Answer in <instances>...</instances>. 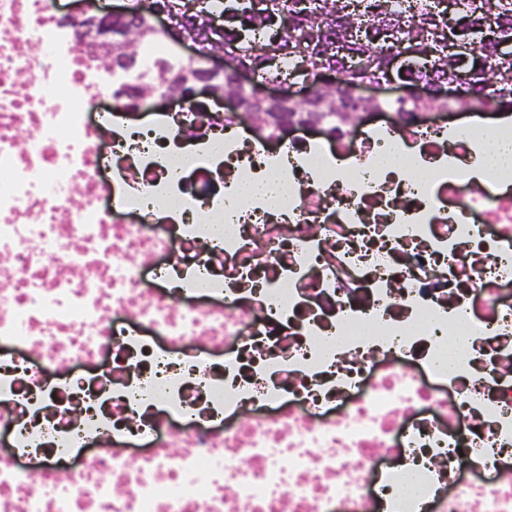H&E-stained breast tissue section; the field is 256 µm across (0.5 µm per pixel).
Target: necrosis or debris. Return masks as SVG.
I'll return each mask as SVG.
<instances>
[{
    "mask_svg": "<svg viewBox=\"0 0 512 512\" xmlns=\"http://www.w3.org/2000/svg\"><path fill=\"white\" fill-rule=\"evenodd\" d=\"M89 40L0 0V512H512L498 126L184 101L139 136ZM281 192V185L273 178H268L257 182H244L240 187L237 198L229 201L227 205L230 208H234L238 206L242 201L249 199L254 195L262 194L268 197H275L280 195Z\"/></svg>",
    "mask_w": 512,
    "mask_h": 512,
    "instance_id": "obj_1",
    "label": "necrosis or debris"
}]
</instances>
